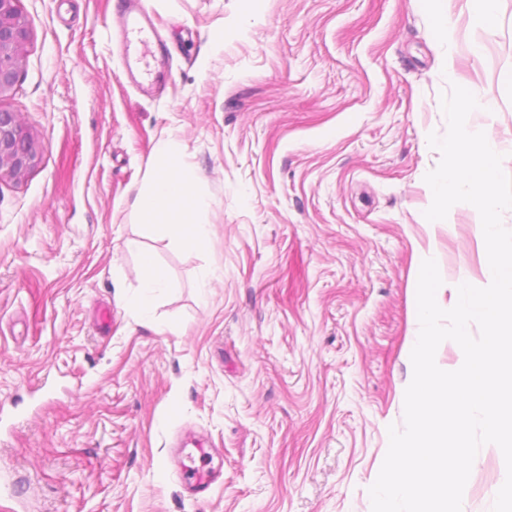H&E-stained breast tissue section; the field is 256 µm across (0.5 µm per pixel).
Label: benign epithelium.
<instances>
[{
  "label": "benign epithelium",
  "instance_id": "obj_1",
  "mask_svg": "<svg viewBox=\"0 0 512 512\" xmlns=\"http://www.w3.org/2000/svg\"><path fill=\"white\" fill-rule=\"evenodd\" d=\"M29 24L18 0H0V99L19 82ZM38 151L18 115L0 109V180L19 179L36 164Z\"/></svg>",
  "mask_w": 512,
  "mask_h": 512
}]
</instances>
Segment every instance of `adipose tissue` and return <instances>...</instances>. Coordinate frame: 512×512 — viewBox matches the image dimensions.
I'll return each instance as SVG.
<instances>
[{
  "instance_id": "ef3b65f1",
  "label": "adipose tissue",
  "mask_w": 512,
  "mask_h": 512,
  "mask_svg": "<svg viewBox=\"0 0 512 512\" xmlns=\"http://www.w3.org/2000/svg\"><path fill=\"white\" fill-rule=\"evenodd\" d=\"M154 154V167L135 201L140 222L162 225L171 237L206 249L210 227L204 217L211 203L195 171L173 139H159Z\"/></svg>"
}]
</instances>
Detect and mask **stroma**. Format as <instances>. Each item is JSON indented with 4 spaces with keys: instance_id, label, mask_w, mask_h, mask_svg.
<instances>
[{
    "instance_id": "35a3bbf8",
    "label": "stroma",
    "mask_w": 512,
    "mask_h": 512,
    "mask_svg": "<svg viewBox=\"0 0 512 512\" xmlns=\"http://www.w3.org/2000/svg\"><path fill=\"white\" fill-rule=\"evenodd\" d=\"M170 59L128 82L117 0H20L16 112L35 167L0 181V512H371L404 425L421 263L485 283L481 218L424 216L441 96L472 111L512 175V0H145ZM223 30L224 44L210 34ZM211 198L199 251L133 205L163 135ZM133 239L165 276L141 308ZM219 448L206 499L172 465ZM503 463L479 450L468 512ZM496 2L497 0H467L470 23L474 28L484 31L496 28Z\"/></svg>"
}]
</instances>
